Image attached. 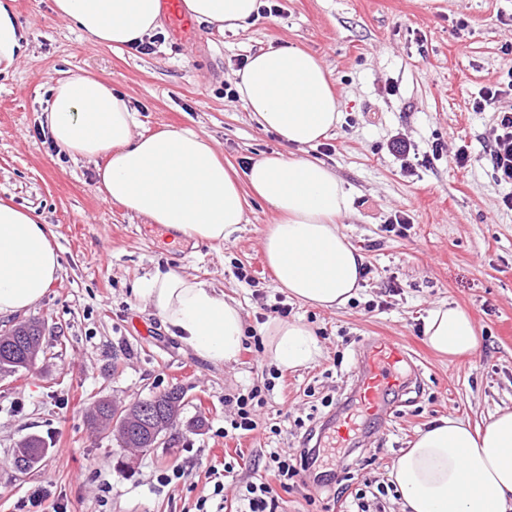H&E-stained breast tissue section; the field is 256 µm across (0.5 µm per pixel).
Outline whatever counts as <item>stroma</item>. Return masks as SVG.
Listing matches in <instances>:
<instances>
[{
	"label": "stroma",
	"instance_id": "35a3bbf8",
	"mask_svg": "<svg viewBox=\"0 0 512 512\" xmlns=\"http://www.w3.org/2000/svg\"><path fill=\"white\" fill-rule=\"evenodd\" d=\"M237 31L201 24L193 40L163 39L144 55L95 46L53 12V0H15L23 51L0 73V201L35 210L51 224L60 257L57 280L27 312L0 316V331L39 320L43 351L35 366L0 380V512L37 487L69 512H217L205 472L231 463L224 496L255 475L265 449L307 447L308 435L349 396L350 367L374 336L402 340L420 369L418 390L393 391L386 430L366 422L342 466V482L317 485L315 472L289 490L288 512H342L345 487L387 485L388 471L416 434L443 417L481 424L512 405V211L502 203L489 150L499 110L512 96L482 104L487 87L512 68V0H277ZM299 47L324 64L342 113L326 139L298 149L263 131L244 103L227 97L238 62L270 48ZM88 73L125 93L136 130L170 125L208 136L225 162L244 169L266 155L316 158L331 166L350 194L339 224L369 268L356 298L326 310L293 300L289 316L318 334L312 366L272 379L266 353L242 350L224 365L208 363L170 336L133 288L156 269L173 268L214 284L241 305L248 332L271 316L263 298L279 292L262 238L278 215L251 201L247 222L229 243L177 248L172 233L105 201L92 162L54 149L42 129L53 78ZM414 153L399 157L394 139ZM465 151L468 167L454 155ZM408 229L390 232L395 212ZM245 269L253 284L238 280ZM472 316L475 353L449 359L423 341V319L441 303ZM273 382L255 431L221 438L234 413L225 395ZM186 393L181 423L164 448L137 456L127 476L115 471L119 447L93 432L88 412L102 400H139L172 387ZM287 417H280V410ZM42 436L48 450L36 473L19 477L16 444ZM184 476L163 487L160 469ZM110 492H101L103 482ZM223 496V497H224Z\"/></svg>",
	"mask_w": 512,
	"mask_h": 512
}]
</instances>
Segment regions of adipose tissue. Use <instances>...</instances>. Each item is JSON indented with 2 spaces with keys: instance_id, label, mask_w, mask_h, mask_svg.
Masks as SVG:
<instances>
[{
  "instance_id": "ef3b65f1",
  "label": "adipose tissue",
  "mask_w": 512,
  "mask_h": 512,
  "mask_svg": "<svg viewBox=\"0 0 512 512\" xmlns=\"http://www.w3.org/2000/svg\"><path fill=\"white\" fill-rule=\"evenodd\" d=\"M199 21L233 30L256 15L259 0H184ZM58 18L96 45L115 49L151 35L160 0H54ZM22 51L14 0H0V67ZM236 89L262 129L293 147L318 142L341 121L338 100L321 61L298 48L252 55L236 74ZM128 100L96 78L54 80L44 128L59 152L93 162L97 192L107 201L186 241L228 243L246 221L248 196L278 219L263 251L289 297L340 308L356 297L364 259L342 233L350 198L324 162L280 154L246 170L225 165L207 136L187 128L136 133ZM53 231L33 210L0 203V316L33 307L56 281L60 258ZM136 295L172 336L212 364L236 360L244 339L239 302L198 277L176 270L142 279ZM423 334L438 353L456 357L480 344L471 316L442 303L428 311ZM265 352L280 370L313 365L321 355L315 331L274 318L262 327ZM389 478L403 512H512V408L497 409L484 427L446 417L417 435L394 460Z\"/></svg>"
}]
</instances>
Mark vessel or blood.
<instances>
[{"mask_svg":"<svg viewBox=\"0 0 512 512\" xmlns=\"http://www.w3.org/2000/svg\"><path fill=\"white\" fill-rule=\"evenodd\" d=\"M161 10L175 38L198 36L193 18L184 10L183 0H161ZM409 361L410 353L401 340L370 339L368 349L358 355L354 367L357 400L353 403L340 402L338 409L344 419L340 428L329 437L331 447H344L357 435L359 424L351 411L352 405H359L370 416L384 420L389 418L391 410L386 394L403 386L401 368Z\"/></svg>","mask_w":512,"mask_h":512,"instance_id":"b4317fda","label":"vessel or blood"}]
</instances>
